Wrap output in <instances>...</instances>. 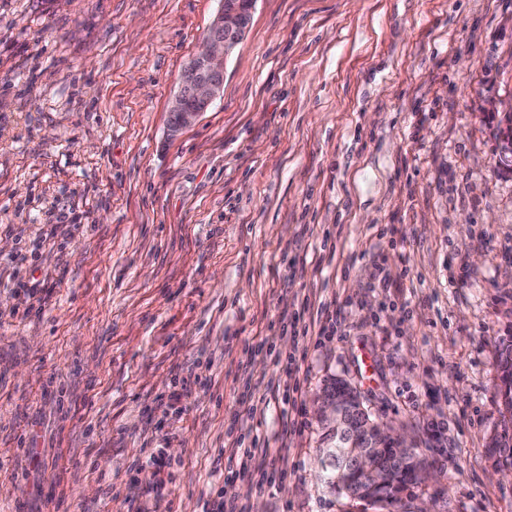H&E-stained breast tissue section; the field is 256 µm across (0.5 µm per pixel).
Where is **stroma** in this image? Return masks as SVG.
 Instances as JSON below:
<instances>
[{
	"label": "stroma",
	"instance_id": "35a3bbf8",
	"mask_svg": "<svg viewBox=\"0 0 512 512\" xmlns=\"http://www.w3.org/2000/svg\"><path fill=\"white\" fill-rule=\"evenodd\" d=\"M219 8L0 0V512H361L315 471L334 378L432 462L411 512H512V0H256L168 137ZM243 430L279 456L230 478ZM256 0H221L200 49L187 62L170 108L171 136L206 112L224 88V63L249 26Z\"/></svg>",
	"mask_w": 512,
	"mask_h": 512
}]
</instances>
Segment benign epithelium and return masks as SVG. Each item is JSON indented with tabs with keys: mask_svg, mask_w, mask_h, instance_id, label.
Returning a JSON list of instances; mask_svg holds the SVG:
<instances>
[{
	"mask_svg": "<svg viewBox=\"0 0 512 512\" xmlns=\"http://www.w3.org/2000/svg\"><path fill=\"white\" fill-rule=\"evenodd\" d=\"M255 0H221V6L205 33L200 49L187 62L181 74L178 91L170 108V135L175 136L206 112L224 88V63L241 41L249 26ZM501 141L499 163L512 166V134L498 130ZM320 422L341 438L338 453L322 456V470L354 469L366 479L370 488L386 482V471L377 467L369 448L361 445L350 428V409L339 397L316 399ZM364 429L376 434L378 441L390 443L399 452H410L409 442L393 426L380 420H365Z\"/></svg>",
	"mask_w": 512,
	"mask_h": 512,
	"instance_id": "7a95c632",
	"label": "benign epithelium"
}]
</instances>
